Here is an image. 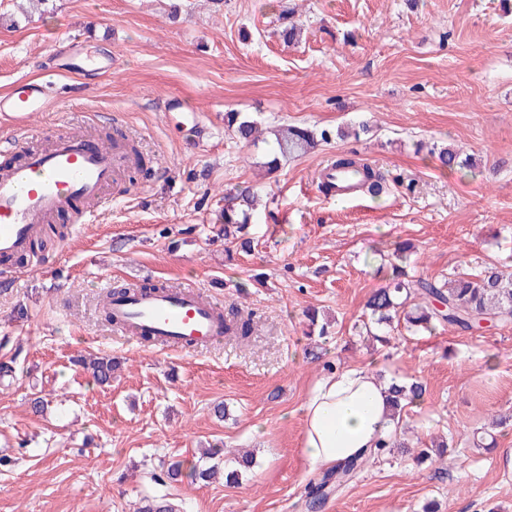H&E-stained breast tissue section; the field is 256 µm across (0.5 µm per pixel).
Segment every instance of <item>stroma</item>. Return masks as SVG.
<instances>
[{
	"mask_svg": "<svg viewBox=\"0 0 512 512\" xmlns=\"http://www.w3.org/2000/svg\"><path fill=\"white\" fill-rule=\"evenodd\" d=\"M290 18L300 33L287 44ZM60 35L111 55L112 69L49 77L54 98L32 127L76 130L96 115L151 175L126 173L95 223L62 216L65 238L0 274V364L12 368L0 378V512H136L147 495L181 512H304L319 476L302 455L306 397L331 369L369 365L425 386L402 414L412 450L366 466L322 512H512V323L480 335L401 326L384 347L359 335L399 244L418 277L512 271V0H0V94L45 75ZM172 95L206 135L165 111ZM230 111L264 142L239 141ZM362 122L361 139L267 168L280 126ZM447 144L475 170L441 169L432 150ZM349 153L384 174L381 198L321 189L319 169ZM245 187L260 197L247 254L220 221L225 194ZM142 281L253 313L256 333L192 353L119 335L102 295ZM310 308L328 336L309 335ZM89 355L118 358L111 386L74 365ZM435 437L446 456L418 461ZM208 446L255 463L237 485L192 480ZM175 462L181 481H151Z\"/></svg>",
	"mask_w": 512,
	"mask_h": 512,
	"instance_id": "obj_1",
	"label": "stroma"
}]
</instances>
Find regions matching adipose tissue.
<instances>
[{"label": "adipose tissue", "mask_w": 512, "mask_h": 512, "mask_svg": "<svg viewBox=\"0 0 512 512\" xmlns=\"http://www.w3.org/2000/svg\"><path fill=\"white\" fill-rule=\"evenodd\" d=\"M388 387L373 368H346L323 377L305 404L303 451L312 467L329 469L388 438L395 423Z\"/></svg>", "instance_id": "ef3b65f1"}]
</instances>
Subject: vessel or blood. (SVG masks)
<instances>
[{"label": "vessel or blood", "instance_id": "1", "mask_svg": "<svg viewBox=\"0 0 512 512\" xmlns=\"http://www.w3.org/2000/svg\"><path fill=\"white\" fill-rule=\"evenodd\" d=\"M54 73L108 71L111 60L89 58L68 38L54 46ZM51 93L47 82L24 79L0 95V122L11 130L4 154L16 162L0 167V258L27 253L40 225L64 210L75 209L84 223L95 222L105 191L117 184L133 161L126 144L96 138L92 131L59 133L32 146L30 113L45 111ZM109 323L117 333L138 339L150 336L154 346L194 352L224 340V309L203 300L199 291L167 285L108 294Z\"/></svg>", "mask_w": 512, "mask_h": 512}]
</instances>
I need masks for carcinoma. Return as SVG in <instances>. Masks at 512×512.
I'll use <instances>...</instances> for the list:
<instances>
[{
	"instance_id": "obj_1",
	"label": "carcinoma",
	"mask_w": 512,
	"mask_h": 512,
	"mask_svg": "<svg viewBox=\"0 0 512 512\" xmlns=\"http://www.w3.org/2000/svg\"><path fill=\"white\" fill-rule=\"evenodd\" d=\"M224 123L238 138L246 143L254 141L257 124L242 119L237 112L224 114ZM330 133H316L306 127L284 126L275 133L280 157L268 162L278 167L279 158H295L313 150L319 142L329 140ZM336 167L362 182L370 194L377 197L383 192L381 178L367 165L352 158L336 160ZM255 194L247 189L236 192L224 206L221 219L224 222V239L239 244L241 250H251V241L243 236L250 223ZM392 270L389 284L375 290L369 297L364 316L371 328L367 329L376 341L387 344L384 328L400 321L417 332L431 333L439 327L452 326L463 332L480 327L481 320L509 323L512 321V274L489 268L468 277L450 276L444 281L426 278L407 279L406 267L410 265L409 248L398 247L388 260ZM94 381L100 385L112 382L118 363L109 356L95 357L82 362ZM425 387L420 382L391 386L390 408L392 417L400 420L401 412L408 404L423 398ZM362 462L348 461L327 471L314 481L308 492V512H321L325 502L341 491L358 473Z\"/></svg>"
}]
</instances>
